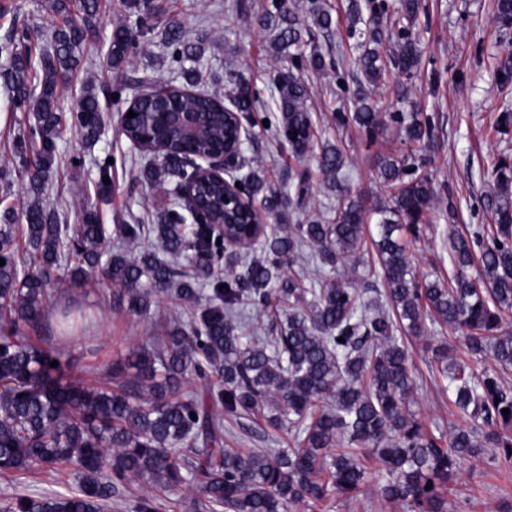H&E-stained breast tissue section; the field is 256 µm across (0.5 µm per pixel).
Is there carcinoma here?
Wrapping results in <instances>:
<instances>
[{
	"mask_svg": "<svg viewBox=\"0 0 512 512\" xmlns=\"http://www.w3.org/2000/svg\"><path fill=\"white\" fill-rule=\"evenodd\" d=\"M134 23L116 26L109 59L125 70L138 50L137 35L147 30L155 11L152 0H121ZM59 19L50 45L31 70L27 31L13 29L0 41V56L11 65L0 74L10 98L30 108L36 122L34 161L24 165L29 201L23 224L0 216V474L39 469L70 474L76 489L68 494H18L0 512H104L121 502L135 478L162 489L189 484L198 512H288L304 503L311 508L333 495L357 497L366 483L367 466L378 465L379 491L389 503L410 512H446L452 480L462 460L479 459L499 449L501 463L512 466V384L500 373L512 369V160L491 166L495 222L463 235L448 234V279H419L410 244L431 214L453 218L439 202L447 188L434 186L420 170V156L435 137L433 117L422 112H394L404 150L377 152L373 166L389 201L372 207L344 185L342 151L319 141L309 112L303 71L324 69L315 32L302 25L285 0H271L267 13L277 28L275 44L288 58L273 76L279 102L273 135L288 144L297 159L319 150L321 175L336 189L331 224L311 221L266 230L251 262L216 282L208 305L200 280L211 275L225 256L219 235L209 224L187 227L184 214L165 211L155 225L157 245L140 251L106 250L105 229L97 210L87 208L77 224L59 223L60 215L42 203L63 131L61 87L77 75L81 52L97 37L99 0H53ZM418 0H399L390 25L380 29L388 8L379 3L369 23L359 4L351 5L350 33L357 38V70L371 86L385 80L377 45L396 39L395 65L411 80L421 65V50L409 24ZM495 20L512 26V0H497ZM176 55L191 58L195 48L175 23L165 35ZM233 109L218 105L207 91L169 100L200 114L199 151L235 139L237 115L259 126L252 115L255 99L249 83L229 73ZM75 127L86 143L99 139L102 111L96 89L86 85L73 108ZM354 120L369 142L384 135L386 123L366 94L356 97L355 112L336 113L341 126ZM193 159L174 146L169 158L148 168L149 177H169L181 188L192 176ZM271 178L250 173L242 194L271 210L302 206L309 174L297 176L294 193L275 190ZM375 230H370L372 216ZM224 234L241 235L249 214L237 211L215 217ZM141 224H123L124 241L139 243ZM25 243L28 265L17 261ZM322 267L343 273L328 280L283 279L302 248ZM64 270L69 284L86 287L108 280L117 287L113 299L141 316L161 308L192 309L191 321L178 324L124 360L106 367L111 382L89 384L67 366L60 354L44 346L42 333L54 313L49 285ZM382 278L385 289L375 303L352 287L366 277ZM254 305L273 319L271 335L262 339L239 333L236 310ZM460 334L470 357L490 354L497 367L476 372L465 360L448 362V347L434 350L433 380L447 381L448 392L464 424L449 437L424 429L410 411L417 381L403 335L424 336L426 322ZM344 341H338V338ZM58 365L51 366L52 361ZM221 404L225 417L209 406ZM272 427L288 434V443L270 455L251 448L224 447V418L265 413ZM509 409V415L502 409Z\"/></svg>",
	"mask_w": 512,
	"mask_h": 512,
	"instance_id": "cac0c4a2",
	"label": "carcinoma"
}]
</instances>
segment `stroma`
I'll return each mask as SVG.
<instances>
[{
	"mask_svg": "<svg viewBox=\"0 0 512 512\" xmlns=\"http://www.w3.org/2000/svg\"><path fill=\"white\" fill-rule=\"evenodd\" d=\"M159 9L152 30L139 40V51L131 68L147 72L162 82L184 86V70L197 68L211 73L209 91L225 94L230 86L227 71L242 74L252 82L265 103L275 98L271 76L281 65L272 35L256 23L269 0H156ZM333 17L329 31L318 33L316 42L327 67L307 71L311 88L309 106L319 134L338 142L346 157L345 184L352 193L369 202L385 199L372 164L375 151L365 134L354 124L337 127L335 113L353 112L361 88L355 65V41L349 35L347 17L350 0H321ZM420 8L413 32L420 38L421 69L412 83L402 85L389 79L373 90L372 102L382 116L393 112H425L434 115L436 137L426 148L428 169L435 185L448 187L455 206L453 221L431 216L430 226L411 251L419 276L448 275V227L474 228L493 221L490 198L492 180L487 172L499 156L512 157V134L501 135L495 124L500 112L512 108V84L500 85L497 66L512 54V30L500 29L492 21L496 0H419ZM50 0H0V39L17 27L28 28L35 45L46 44L57 17ZM101 24L98 36L87 43L82 53L81 70L62 91L59 104L70 110L81 88L93 84L100 98L104 127L94 147H85L75 129H67L57 142L53 175L42 195L45 206L75 218L85 205L96 207L100 222L107 229L110 243H118V227L141 218L155 224L158 213L177 208L178 198L169 180L150 182L141 176L151 154L133 149L122 135L119 117L131 100L130 93L119 91L120 73L113 70L108 50L113 28L121 22L123 11L115 0H100ZM181 22L188 39L205 36L204 53L197 59L174 61L162 38L163 30ZM33 118L16 108L0 87V171L18 170L29 154L19 146ZM111 158L115 164L106 190H99L98 161ZM311 171L309 195L302 209L292 212L289 224L313 219L331 223L335 216L336 194L328 189L314 157H307ZM287 146L264 134L251 138L245 148L246 169L266 168L280 191L293 184L299 164ZM112 284L103 288H80L61 282L56 286V302L74 304L85 311L92 326L58 341L56 329H48L50 345L56 346L63 363L74 373L95 371L96 382H104L99 369L127 358L133 349L151 344L154 335L163 333L177 321H188L189 310L172 309L165 321L156 322L129 315L109 302ZM406 343L412 363L422 380L411 407L417 420L434 434H448L461 420L446 393L429 379L432 354L425 341L413 336ZM284 432L274 430L263 417L225 420L224 445L228 448H281ZM74 482L50 479L33 470L24 474L0 475V498L14 494L39 495L66 493ZM322 512H407L380 497L375 478H368L365 491L347 500L332 497ZM448 512H512V467H504L496 450L479 460H464L458 466L453 492L448 497Z\"/></svg>",
	"mask_w": 512,
	"mask_h": 512,
	"instance_id": "1",
	"label": "stroma"
}]
</instances>
